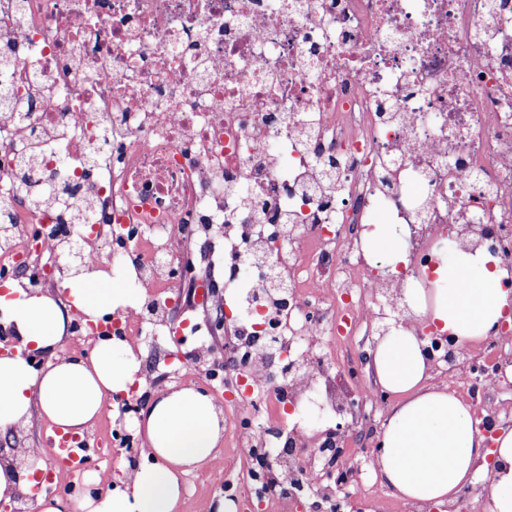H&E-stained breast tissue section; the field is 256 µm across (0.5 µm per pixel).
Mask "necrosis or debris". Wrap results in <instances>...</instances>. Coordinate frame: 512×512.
<instances>
[{"mask_svg":"<svg viewBox=\"0 0 512 512\" xmlns=\"http://www.w3.org/2000/svg\"><path fill=\"white\" fill-rule=\"evenodd\" d=\"M0 216L56 242L70 227L53 183L93 209L98 267L140 289L99 335L173 343L191 296L277 312L299 377L268 378L236 341L258 413L319 397L337 365L328 336L373 324L378 289L405 287L361 260L367 224H404L418 267L452 225L486 224L512 271V0H0ZM27 115L17 130L13 115ZM66 168H54L58 147ZM36 154L23 176L22 152ZM34 244L0 242V280L49 287ZM271 267L286 290L235 275ZM266 389L265 398L254 399ZM247 460L272 457L274 512L307 483L301 456L275 459L265 432Z\"/></svg>","mask_w":512,"mask_h":512,"instance_id":"obj_1","label":"necrosis or debris"}]
</instances>
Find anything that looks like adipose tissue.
Instances as JSON below:
<instances>
[{
	"mask_svg": "<svg viewBox=\"0 0 512 512\" xmlns=\"http://www.w3.org/2000/svg\"><path fill=\"white\" fill-rule=\"evenodd\" d=\"M362 250L365 258L382 257L393 274L408 262L397 224L363 231ZM434 252L437 265L422 268L403 290L411 324L380 338L370 353L376 382L397 397L374 466L398 496L442 505L479 482L487 512H512V428L487 440L473 406L447 382L434 381L417 338L423 324L461 346L488 339L512 320V292L500 286L508 272L482 248L441 241ZM138 296V289L113 287L111 274L99 270L62 277L52 291L10 283L0 296V327L12 331L17 352L0 356V432L35 415L77 432L100 415L108 396L129 391L141 370V349L131 340L96 339L83 357L60 353L72 311L99 321L135 306ZM36 352L44 366L34 365ZM140 416L146 460L129 470L122 487L68 506L44 494L35 503L38 512H174L181 475L218 461L224 412L208 395L184 387L157 391Z\"/></svg>",
	"mask_w": 512,
	"mask_h": 512,
	"instance_id": "adipose-tissue-1",
	"label": "adipose tissue"
}]
</instances>
